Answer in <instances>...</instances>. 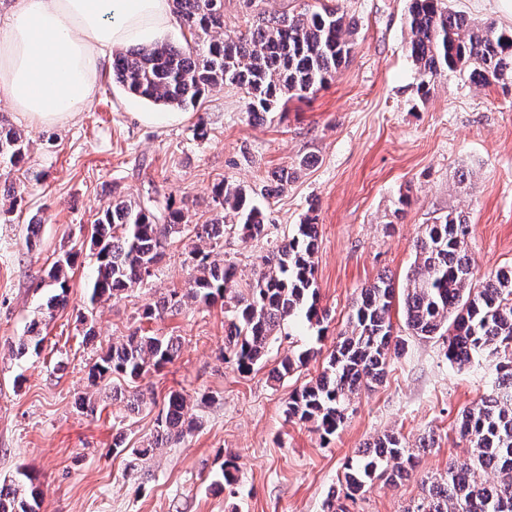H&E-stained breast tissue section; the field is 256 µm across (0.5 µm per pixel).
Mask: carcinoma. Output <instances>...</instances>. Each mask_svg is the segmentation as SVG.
I'll return each instance as SVG.
<instances>
[{
  "label": "carcinoma",
  "instance_id": "1",
  "mask_svg": "<svg viewBox=\"0 0 512 512\" xmlns=\"http://www.w3.org/2000/svg\"><path fill=\"white\" fill-rule=\"evenodd\" d=\"M179 26L193 44L156 41L112 54V81L130 95L172 109L197 106L205 93L224 86L241 89L251 116L286 108L288 101L307 98L329 83L354 50L356 24L326 3L298 13L271 16L255 12L244 32L224 33V0H172ZM407 26L410 57L419 75L417 92L425 97L447 71L470 75L484 86L512 87V28L480 26L465 15L442 7V0H411ZM29 141L24 133L0 120V162L27 180L40 174L22 167ZM222 215L210 224H187L184 208L166 204L164 211L116 198L92 229L95 264L89 284L90 308L80 314L85 336L94 337L93 305L122 297L152 277L165 256L168 241L187 232L209 244L190 252L199 272L189 288L172 292L144 307L140 318L153 320L177 312L191 302L209 307L224 304V354L245 374L253 370L278 339L285 322L296 317L322 326L328 313L319 305L314 257L318 224L309 219L260 257L245 291L236 288V266L212 258L213 248L234 233L244 238L267 236V216L250 202L239 185L217 190ZM470 225L461 215L447 214L428 224L416 240L414 265L401 292L381 275L361 289L346 327L316 378L294 389L286 402L288 419L311 422L332 436L348 418L352 399L383 383L390 361L403 350L394 333L390 311L401 298L405 326L414 336L442 339L452 365L474 359L488 363L492 390L462 412L459 434L471 448L470 462L448 466L428 478L423 494L404 512H512V266L482 281L473 279L467 239ZM78 253L58 258L47 273L51 294L42 319L32 321L17 342L15 356L39 353L45 342L41 324L69 304L67 271ZM180 348L177 336H146L136 328L89 367L93 386L112 384V398L131 413L146 405L138 380L173 362ZM312 348L288 349L278 380L315 357ZM198 428L184 394L169 393L154 420L147 444L130 449L145 460ZM433 438L413 447L394 432L378 437L345 465L344 488L331 491L324 512H348L376 480L397 486L416 469L421 450ZM494 478H489L488 474ZM41 491L24 472L0 485V512H39Z\"/></svg>",
  "mask_w": 512,
  "mask_h": 512
}]
</instances>
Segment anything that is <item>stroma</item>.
Instances as JSON below:
<instances>
[{"label": "stroma", "mask_w": 512, "mask_h": 512, "mask_svg": "<svg viewBox=\"0 0 512 512\" xmlns=\"http://www.w3.org/2000/svg\"><path fill=\"white\" fill-rule=\"evenodd\" d=\"M357 23L355 49L332 81L286 111L256 119L241 91L205 96L183 120L130 96L104 68L96 97L64 126L31 127L0 95V117L23 130L40 181L26 184L0 223V481L25 470L42 491L40 512H323L344 465L379 435L395 431L410 443L434 434L416 475L398 487L374 482L350 512H403L422 492L421 480L462 464L470 447L459 434L461 413L488 391L484 365L460 369L444 357L441 340L407 330L392 308L405 346L382 386L362 393L334 437L288 421L289 394L315 378L321 360L283 380L272 370L288 346L329 353L361 289L378 275L402 286L426 225L450 213L471 226L468 252L475 279L512 265V91L482 86L447 72L427 98L409 51V0H337ZM205 122L208 135L194 128ZM296 178L274 197L256 196L269 217L267 236L225 238L213 257L233 262L239 285L249 282L270 242L315 218L319 249L315 280L328 318L324 331L290 325L291 341L276 343L247 375L219 358L224 309L185 305L146 321L140 314L169 289L188 288L191 238L174 237L149 282L127 297L97 304L98 337L83 339L77 315L95 258L92 225L121 194L141 202L173 198L189 207L188 221L209 224L220 212L223 182L259 189L282 168ZM410 204L396 213L399 196ZM41 221L29 239L27 222ZM79 257L69 273L70 303L56 312L39 354L12 357L9 346L39 317L47 271L65 252ZM181 341L178 358L141 382L151 402L135 415L111 390L90 392L87 372L132 329ZM172 391L189 396L199 428L161 449L145 464L148 481L127 472L129 448L154 428L156 402ZM92 394L94 413L74 402ZM123 437L126 451L113 447ZM235 455L234 484L211 483Z\"/></svg>", "instance_id": "stroma-1"}]
</instances>
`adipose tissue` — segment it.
Wrapping results in <instances>:
<instances>
[{"label": "adipose tissue", "instance_id": "1", "mask_svg": "<svg viewBox=\"0 0 512 512\" xmlns=\"http://www.w3.org/2000/svg\"><path fill=\"white\" fill-rule=\"evenodd\" d=\"M171 0H13L0 23V94L33 127L77 119L117 47L151 41Z\"/></svg>", "mask_w": 512, "mask_h": 512}]
</instances>
